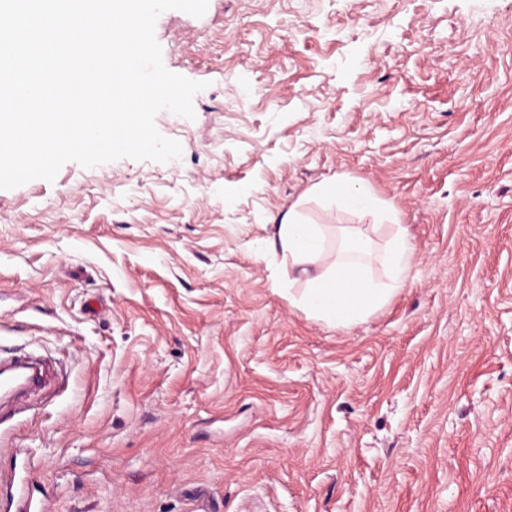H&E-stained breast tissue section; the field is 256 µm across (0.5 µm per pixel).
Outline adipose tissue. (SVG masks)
I'll return each instance as SVG.
<instances>
[{
    "label": "adipose tissue",
    "instance_id": "obj_1",
    "mask_svg": "<svg viewBox=\"0 0 512 512\" xmlns=\"http://www.w3.org/2000/svg\"><path fill=\"white\" fill-rule=\"evenodd\" d=\"M316 192L355 212L379 217L387 214L383 203L362 185L337 182L317 186ZM337 236L341 245L327 273L310 280L295 304L307 315L338 326H350L380 309L406 287L414 246L403 233L392 236L383 255L388 267L387 278L381 281L369 273L370 239L349 227L339 228ZM268 246L271 250L281 251L291 265L300 266L326 255V227L308 223L299 212L292 211L277 225Z\"/></svg>",
    "mask_w": 512,
    "mask_h": 512
}]
</instances>
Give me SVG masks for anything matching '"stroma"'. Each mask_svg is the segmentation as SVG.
<instances>
[{
	"mask_svg": "<svg viewBox=\"0 0 512 512\" xmlns=\"http://www.w3.org/2000/svg\"><path fill=\"white\" fill-rule=\"evenodd\" d=\"M207 87L166 163H65L0 190V355L53 512H512V0H209L163 12ZM367 186L377 220L314 186ZM414 245L408 286L336 327L328 269L266 249L289 209ZM50 382L59 387L66 384L63 374L47 359L24 356L0 360L1 393L26 387H41Z\"/></svg>",
	"mask_w": 512,
	"mask_h": 512,
	"instance_id": "stroma-1",
	"label": "stroma"
}]
</instances>
